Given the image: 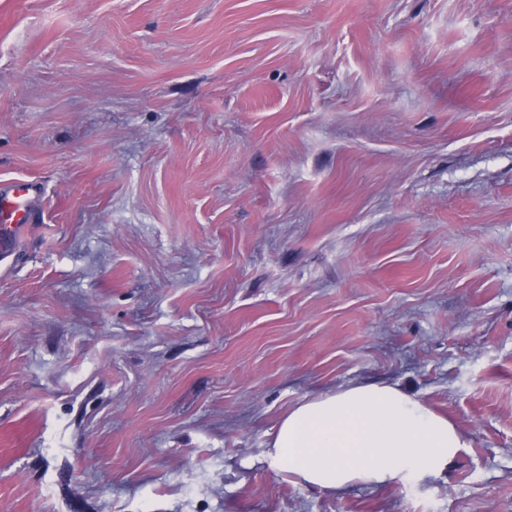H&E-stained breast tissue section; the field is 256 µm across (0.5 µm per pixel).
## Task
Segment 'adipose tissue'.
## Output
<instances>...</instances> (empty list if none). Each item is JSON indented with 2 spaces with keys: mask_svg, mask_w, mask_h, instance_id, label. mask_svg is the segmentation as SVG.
I'll return each instance as SVG.
<instances>
[{
  "mask_svg": "<svg viewBox=\"0 0 512 512\" xmlns=\"http://www.w3.org/2000/svg\"><path fill=\"white\" fill-rule=\"evenodd\" d=\"M465 442L455 425L399 386L363 382L307 398L280 421L273 468L319 490L437 476Z\"/></svg>",
  "mask_w": 512,
  "mask_h": 512,
  "instance_id": "ef3b65f1",
  "label": "adipose tissue"
}]
</instances>
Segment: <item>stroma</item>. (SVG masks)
<instances>
[{
  "mask_svg": "<svg viewBox=\"0 0 512 512\" xmlns=\"http://www.w3.org/2000/svg\"><path fill=\"white\" fill-rule=\"evenodd\" d=\"M0 512H512V0H0ZM396 384L446 472L264 451ZM42 196L38 182L15 179L0 184V256L11 255L16 237L32 224ZM465 442L455 425L397 385L363 382L305 398L267 456L303 484L336 491L437 476Z\"/></svg>",
  "mask_w": 512,
  "mask_h": 512,
  "instance_id": "obj_1",
  "label": "stroma"
}]
</instances>
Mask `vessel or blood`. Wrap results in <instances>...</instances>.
Returning a JSON list of instances; mask_svg holds the SVG:
<instances>
[{"label":"vessel or blood","instance_id":"1","mask_svg":"<svg viewBox=\"0 0 512 512\" xmlns=\"http://www.w3.org/2000/svg\"><path fill=\"white\" fill-rule=\"evenodd\" d=\"M42 196L38 182L16 179L0 184V256H10L16 237L32 223Z\"/></svg>","mask_w":512,"mask_h":512}]
</instances>
